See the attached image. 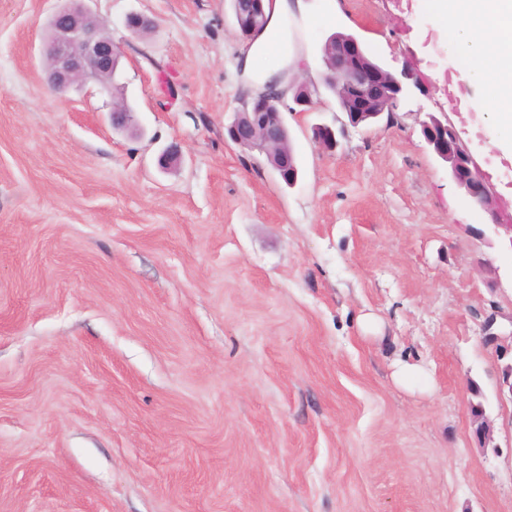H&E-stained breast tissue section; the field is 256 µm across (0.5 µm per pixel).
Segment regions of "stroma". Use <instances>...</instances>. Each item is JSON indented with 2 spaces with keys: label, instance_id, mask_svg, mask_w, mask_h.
<instances>
[{
  "label": "stroma",
  "instance_id": "35a3bbf8",
  "mask_svg": "<svg viewBox=\"0 0 512 512\" xmlns=\"http://www.w3.org/2000/svg\"><path fill=\"white\" fill-rule=\"evenodd\" d=\"M331 1L430 93L358 127L326 92L285 112L289 187L226 136L247 89L230 0H84L123 57L114 86L64 94L42 53L60 0H0V512H512L482 331L494 311L512 334V252L420 122L447 113L508 214L512 161L489 113L449 111L448 82L480 92L427 0H301L298 80L323 77L329 32L301 18Z\"/></svg>",
  "mask_w": 512,
  "mask_h": 512
}]
</instances>
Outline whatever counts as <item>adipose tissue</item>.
<instances>
[{
	"mask_svg": "<svg viewBox=\"0 0 512 512\" xmlns=\"http://www.w3.org/2000/svg\"><path fill=\"white\" fill-rule=\"evenodd\" d=\"M450 41L461 45L483 93V111L499 132L492 145L512 155V0H429ZM292 0H275L268 24L237 64L243 75L269 80L288 59Z\"/></svg>",
	"mask_w": 512,
	"mask_h": 512,
	"instance_id": "adipose-tissue-1",
	"label": "adipose tissue"
}]
</instances>
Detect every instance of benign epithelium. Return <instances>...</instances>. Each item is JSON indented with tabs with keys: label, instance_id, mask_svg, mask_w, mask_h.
<instances>
[{
	"label": "benign epithelium",
	"instance_id": "1",
	"mask_svg": "<svg viewBox=\"0 0 512 512\" xmlns=\"http://www.w3.org/2000/svg\"><path fill=\"white\" fill-rule=\"evenodd\" d=\"M273 0H246L244 10L262 16L252 24L245 39L254 38L267 20L266 11ZM44 54L49 61L47 75L50 86L64 94L78 83L94 79L105 81L118 70L122 49L112 39L109 24L93 19L82 0H65L50 17ZM330 80L341 85L347 98V114L351 124L358 126L380 116L393 115L400 103L428 91L418 69L406 63L392 72L367 58L357 38L347 35L336 40V70ZM306 87L302 82L275 84L253 96L250 112H237L228 126L231 141L242 148L255 149L273 156L287 140L288 126L284 112H271V102L283 103L287 93L297 94ZM421 132L434 155L445 163L452 181L462 189L473 204L487 211L492 219L490 233L504 249L512 250V224L500 222L501 208L493 193L487 173L481 168L460 131L443 112L432 113L421 122Z\"/></svg>",
	"mask_w": 512,
	"mask_h": 512
}]
</instances>
